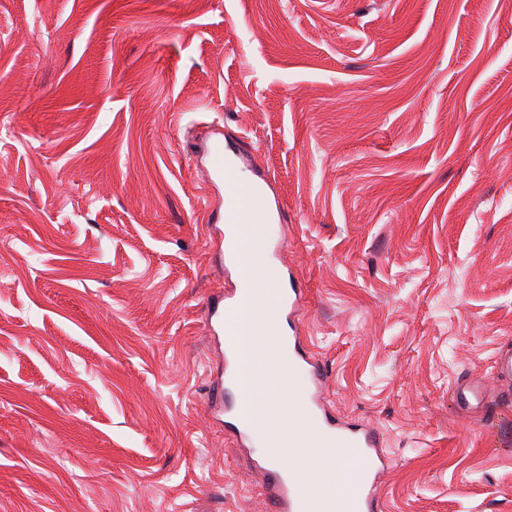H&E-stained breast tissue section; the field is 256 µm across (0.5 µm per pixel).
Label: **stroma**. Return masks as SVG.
<instances>
[{
	"mask_svg": "<svg viewBox=\"0 0 512 512\" xmlns=\"http://www.w3.org/2000/svg\"><path fill=\"white\" fill-rule=\"evenodd\" d=\"M214 127L382 512H512V0H0V512H271L208 409ZM452 388L454 397L462 410L478 411L483 409L488 402L485 389L467 378L457 379ZM473 402L475 403L473 404Z\"/></svg>",
	"mask_w": 512,
	"mask_h": 512,
	"instance_id": "1",
	"label": "stroma"
}]
</instances>
